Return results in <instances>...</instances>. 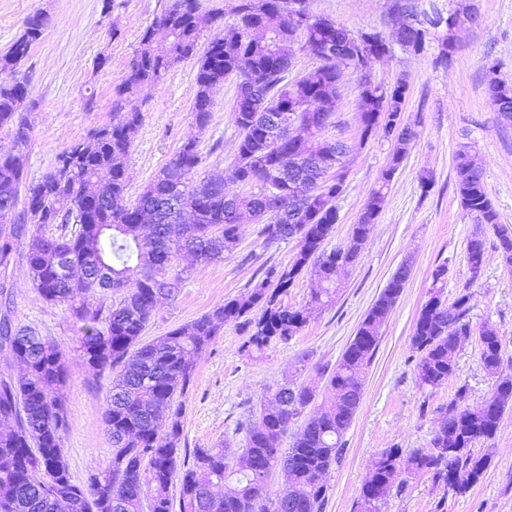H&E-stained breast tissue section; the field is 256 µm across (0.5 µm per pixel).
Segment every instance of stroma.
I'll list each match as a JSON object with an SVG mask.
<instances>
[{
  "instance_id": "35a3bbf8",
  "label": "stroma",
  "mask_w": 512,
  "mask_h": 512,
  "mask_svg": "<svg viewBox=\"0 0 512 512\" xmlns=\"http://www.w3.org/2000/svg\"><path fill=\"white\" fill-rule=\"evenodd\" d=\"M476 3L482 23L464 34L451 63L437 62L432 43L417 55L396 45L383 62H372L374 81L391 84L407 75L404 116L417 137L389 185L359 260L342 278L332 305L313 310L299 334L272 344L264 354L244 351L243 327L225 326L197 357L192 382L180 399L183 447L222 446L228 456L237 455L248 424L257 419L262 397L289 376L316 392L307 415L321 412L327 404L321 367L336 365L405 262L412 273L380 330L343 453L325 475L328 499L323 512H358L357 500L376 454L385 448H428L442 408L456 395H463L465 405L472 408L489 397L494 379L480 360L482 326L498 329L500 374L512 377V266L503 262L493 230L462 207L455 189V154L466 144L483 173L500 224L512 229V124L502 122L489 102L483 70L485 62L497 63L501 77L512 82V0ZM167 5L168 0H0V51L22 35L29 15L42 11L50 17L25 62L31 75L28 97L35 103L27 112L28 179H39L64 148L86 138L93 128L111 123L113 88L141 32ZM313 8L355 33L380 31L389 36L397 23L388 13V0H315ZM196 73V61H185L159 83L138 91L143 120L127 163L129 199L137 198L187 140L197 143L203 173L224 174L233 161L238 140L231 117L235 82L226 80L216 90L211 121L202 129L192 113ZM91 93L96 105L89 110L85 98ZM357 94L355 75L345 74L335 124L326 132L354 147L336 200L338 221L325 241L330 249L347 242L369 194L381 182L391 151L382 127L364 134L355 107ZM477 234L486 242V254L483 272L472 284L467 244ZM23 250L22 244H15L8 265L0 266V286L11 294L15 324L31 327L65 349L73 379L67 391L69 427L63 448L72 476L82 481L111 464L112 443L102 414L116 373L99 374L82 365L74 349L77 324L32 288ZM296 251V240H269L261 225H241L231 254L198 266L175 296L161 300L144 341L247 292L267 267L288 264ZM440 266L448 269L446 300L471 295L466 317L470 333L460 339L454 374L439 387L422 389L416 383L418 355L410 338L428 299L432 274ZM474 451L490 454L491 460L480 481L465 494L444 495L430 475L403 473L396 477L381 512H512V408L505 411L490 443L476 444Z\"/></svg>"
}]
</instances>
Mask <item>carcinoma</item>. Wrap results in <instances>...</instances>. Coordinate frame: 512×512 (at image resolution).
I'll return each instance as SVG.
<instances>
[{
  "mask_svg": "<svg viewBox=\"0 0 512 512\" xmlns=\"http://www.w3.org/2000/svg\"><path fill=\"white\" fill-rule=\"evenodd\" d=\"M400 2L403 22L395 31L396 42L421 41L411 49L418 54L432 37L440 61L452 60L466 32L468 0H455L446 18L419 11L415 0ZM231 12L235 22L217 29L201 46V32L214 27L224 10H207L203 0H171L142 31L126 72L113 88L112 123L65 148L37 181L26 174L24 148L30 136L20 109L29 79L21 64L43 36L49 16L30 15L23 34L0 54V128L10 129L14 139V151L0 155V214L16 216L11 232L0 238V263L8 264L13 242L22 241L33 288L80 323L76 349L84 365L96 372L122 368L103 412L112 442L111 468L77 482L61 448L69 426L66 389L71 379L64 349L9 318L0 323V336H12L11 358L23 367L17 378L0 379V423L15 422L0 430V512H141L145 496L150 512H174L176 504L179 512H322L327 493L323 476L344 448V434L362 399L365 368L410 276L408 265L397 269L327 372L329 406L305 420L291 447L281 448L282 434L314 401L316 393L308 386L287 380L270 391L237 456L227 458L222 448H195L190 463L180 457L183 425L176 395L191 383L194 357L224 326L246 327L244 347L262 354L272 343L296 336L312 309L333 303L342 275L357 263L370 235L384 189L414 139L392 142L381 185L371 192L345 245L324 248L338 220L335 201L343 185L338 174L322 180L301 201H291L302 216L279 229L280 239L298 242L292 262L268 267L250 292L155 341H142L159 299L174 295L198 265L232 253L240 225L261 224L262 232L270 234L275 215L266 209V185L288 191L296 181L312 183L322 174L320 164L336 155V149L346 153L347 146L324 135L328 126L321 123V113L336 112L343 75L327 50L341 45L378 59L391 52L381 33L355 34L314 13L311 0H234ZM296 45L318 65L293 77ZM191 59L198 64L192 112L201 128L211 121L213 93L224 81L233 78L238 88L244 82L259 85L257 103L235 101V160L223 177H202V156L196 142L188 140L131 203L126 163L142 122L134 97L141 86L162 81L175 65ZM484 80L491 102L512 105V84L500 77L497 65H484ZM358 87L356 108L363 132L381 119L404 124L407 77L392 85L360 82ZM296 104L313 111L294 112ZM271 110L278 116L274 126L264 120ZM455 173L461 205L496 230L497 249L512 264V232L499 225L482 175L469 166L467 146L456 153ZM228 181L247 187L248 194L227 197ZM484 261L485 240L476 235L467 246L468 270L481 275ZM302 274L318 287L305 306L293 307L284 296ZM445 274L443 267L433 273L429 299L411 336L422 389L440 386L454 373L458 340L468 334L464 317L470 295L447 303ZM77 289L110 290L120 299L109 307L78 302ZM255 310L258 316L249 317ZM479 342L484 370L495 378L490 397L477 408L458 399L450 403L426 452L382 450L361 488L359 512H380L394 477L403 471L431 475L446 495H462L480 480L490 453L477 455L473 448L492 440L504 411L512 406V378L499 375L502 338L496 328L483 326ZM277 466L286 484L271 498L266 477ZM176 485L177 501L171 495ZM219 486L224 487L221 496L214 493Z\"/></svg>",
  "mask_w": 512,
  "mask_h": 512,
  "instance_id": "1",
  "label": "carcinoma"
}]
</instances>
